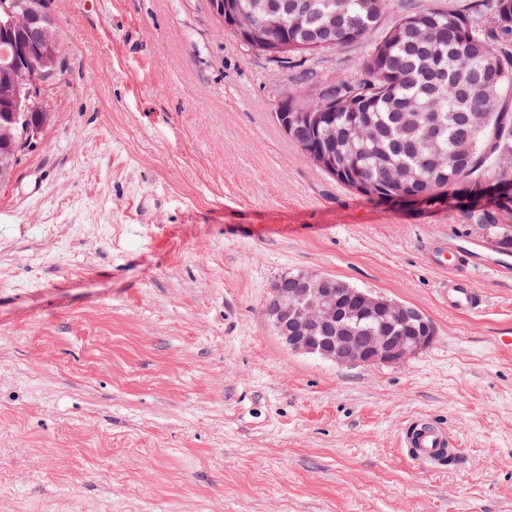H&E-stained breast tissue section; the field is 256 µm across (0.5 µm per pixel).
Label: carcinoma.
Returning a JSON list of instances; mask_svg holds the SVG:
<instances>
[{"mask_svg": "<svg viewBox=\"0 0 512 512\" xmlns=\"http://www.w3.org/2000/svg\"><path fill=\"white\" fill-rule=\"evenodd\" d=\"M50 0H0V70L12 75L10 93L0 97V183L9 180L23 154L21 144L35 127H44L42 88L53 86L62 72L60 60L47 65L35 45L58 46ZM303 10L300 26L280 9L276 20L288 32V58L304 61L331 23L336 47L371 37L387 0H277ZM362 77L336 82L340 96L356 98L350 111L323 113L316 125L288 131L299 146L329 148L350 170L336 172L339 183L356 191L363 184L380 201L416 192L429 206L448 202L456 184L467 187L457 201L471 224L512 225V191L483 201L484 190L500 166L512 165V0H474L454 13L437 9L400 16L363 59ZM288 111L317 112V100L294 89ZM393 168L410 172L398 192L384 181Z\"/></svg>", "mask_w": 512, "mask_h": 512, "instance_id": "carcinoma-1", "label": "carcinoma"}]
</instances>
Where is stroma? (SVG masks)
<instances>
[{
  "label": "stroma",
  "mask_w": 512,
  "mask_h": 512,
  "mask_svg": "<svg viewBox=\"0 0 512 512\" xmlns=\"http://www.w3.org/2000/svg\"><path fill=\"white\" fill-rule=\"evenodd\" d=\"M52 121L0 186V512H512V255L455 207L377 203L315 167L274 93L314 77L244 51L207 0H51ZM483 313L449 309L442 243ZM501 272H494V265ZM307 269L420 309L390 366L288 350L265 315ZM463 455L423 469L407 423ZM404 445L410 449V458L421 465L435 463L446 451V448L457 447L449 428L436 420L418 419L407 427Z\"/></svg>",
  "instance_id": "stroma-1"
}]
</instances>
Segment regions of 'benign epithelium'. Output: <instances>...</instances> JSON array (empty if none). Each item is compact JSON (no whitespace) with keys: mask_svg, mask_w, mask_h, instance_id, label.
I'll return each mask as SVG.
<instances>
[{"mask_svg":"<svg viewBox=\"0 0 512 512\" xmlns=\"http://www.w3.org/2000/svg\"><path fill=\"white\" fill-rule=\"evenodd\" d=\"M210 10L248 52L273 61L288 53V33L271 39L235 0H210ZM290 288L271 291L265 314L292 352L338 365H394L428 348L433 322L419 309L358 288H331L334 278L299 270L281 275Z\"/></svg>","mask_w":512,"mask_h":512,"instance_id":"benign-epithelium-1","label":"benign epithelium"}]
</instances>
